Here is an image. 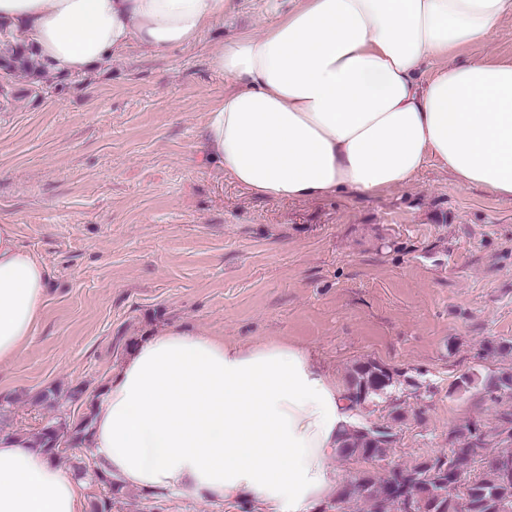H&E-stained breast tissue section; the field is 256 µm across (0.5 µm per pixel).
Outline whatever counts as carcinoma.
<instances>
[{
    "label": "carcinoma",
    "mask_w": 512,
    "mask_h": 512,
    "mask_svg": "<svg viewBox=\"0 0 512 512\" xmlns=\"http://www.w3.org/2000/svg\"><path fill=\"white\" fill-rule=\"evenodd\" d=\"M0 70L41 76V68L31 49L18 39L0 53ZM396 373L376 363L357 365L349 381L351 397L359 404L380 395L395 382ZM485 389L493 398L512 393V372L487 379ZM94 417L78 422L56 418L34 435L25 438L32 448H39L49 458L60 456L74 444L86 445L92 437ZM501 448L489 451L485 435L477 428L464 426L452 433L461 445L449 455L429 456L405 466H391L385 474L362 472L341 487L336 495V512H512V412L499 416ZM394 433L390 428H361L345 434L338 455L345 458L381 460L387 455ZM489 460L478 478L468 475L470 464Z\"/></svg>",
    "instance_id": "obj_1"
}]
</instances>
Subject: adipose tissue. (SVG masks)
I'll list each match as a JSON object with an SVG mask.
<instances>
[{
	"mask_svg": "<svg viewBox=\"0 0 512 512\" xmlns=\"http://www.w3.org/2000/svg\"><path fill=\"white\" fill-rule=\"evenodd\" d=\"M236 0H0L46 69L81 74L131 45L198 40ZM512 0H300L257 35L220 44L232 88L204 115L202 153L274 201L402 187L438 162L459 184L512 198V62L450 52L483 45ZM442 64L427 79L428 60ZM48 270L0 226V362L42 315ZM361 409L311 352L248 346L174 327L140 340L111 373L92 448L126 485L248 498L262 512H316L337 493L328 461ZM81 486L40 449L0 439V512H80Z\"/></svg>",
	"mask_w": 512,
	"mask_h": 512,
	"instance_id": "adipose-tissue-1",
	"label": "adipose tissue"
}]
</instances>
